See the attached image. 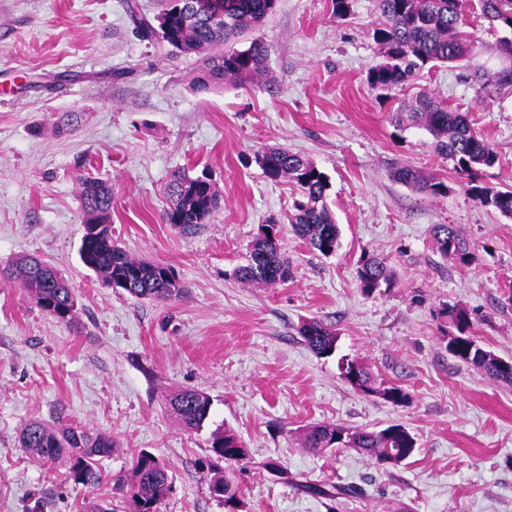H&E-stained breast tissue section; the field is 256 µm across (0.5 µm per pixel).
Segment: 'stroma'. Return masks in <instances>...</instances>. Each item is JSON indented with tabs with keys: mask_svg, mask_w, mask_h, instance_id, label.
<instances>
[{
	"mask_svg": "<svg viewBox=\"0 0 512 512\" xmlns=\"http://www.w3.org/2000/svg\"><path fill=\"white\" fill-rule=\"evenodd\" d=\"M168 2L0 0V512H78L85 495L63 464L23 453L19 431L32 419L111 435L96 493L116 505L118 479L145 450L173 482L159 512H226L207 465L212 432L230 428L249 453L226 470L242 512H512V384L451 355L455 328L440 314L466 309L479 345L512 359V218L473 201L424 130L391 120L420 92L467 113L498 157L484 181L512 186V84L480 81L512 71L501 31L467 11L476 55L380 98L366 83L382 60L376 0H350L342 19L331 0H279L246 34L269 47L267 83L199 92L200 58L143 41L131 20L154 18ZM271 146L326 175L341 231L334 255L314 254L288 228L293 185L255 162ZM403 165L447 193L396 181ZM183 167L208 169L221 197L206 223L188 229L164 221L165 185ZM83 175L112 186L113 240L171 266L179 297H132L81 263ZM271 217L284 226L290 277L243 283L236 271ZM436 224L463 228L472 262L437 252ZM373 255L393 285L367 295L357 272ZM21 256L61 271L78 325L46 316L11 279ZM308 319L335 329L333 356L304 344L298 328ZM342 358L402 387L408 402L356 390L340 375ZM181 388L210 400L201 429H182L167 408L168 392ZM319 423L401 424L418 448L399 466L352 448L316 452L303 436ZM272 462L285 474L271 472ZM310 484L345 493L314 495Z\"/></svg>",
	"mask_w": 512,
	"mask_h": 512,
	"instance_id": "1",
	"label": "stroma"
}]
</instances>
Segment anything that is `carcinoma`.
Segmentation results:
<instances>
[{"mask_svg":"<svg viewBox=\"0 0 512 512\" xmlns=\"http://www.w3.org/2000/svg\"><path fill=\"white\" fill-rule=\"evenodd\" d=\"M278 0H179L159 15L163 22L154 25L143 17H134L139 36L150 43L168 46L202 60L196 83L202 89L219 88L231 81L251 87L267 75L269 47L255 39L246 48L230 42L259 25L272 13ZM381 23L374 39L383 49V60L370 67L368 87L381 95L409 84L426 65L437 66L460 61L473 55L476 40L463 30L468 0H378ZM481 13L490 27L512 32V0H480ZM398 125L426 130L435 148L454 164V169L469 177L466 191L483 207L512 217V188L497 189L477 181V172L491 168L497 154L491 143L471 127L465 115L453 112L432 97L421 94L392 116ZM256 163L271 180L288 178L296 187L292 213L288 216L292 231L309 249L329 257L339 247L340 228L325 198L328 182L309 160L280 147L258 153ZM393 177L413 190L440 195L448 190L441 181L426 178L409 167H398ZM171 205L165 222L191 228L204 224L219 208V195L206 171L182 168L172 174L167 186ZM80 209L85 234L79 248L81 262L107 285L124 284L125 291L138 299L165 302L181 292L174 270L163 264L136 259L112 241V186L95 177L80 180ZM281 228L272 220L259 227L252 243L248 264L240 267L237 278L248 284H274L288 279V262L282 258ZM435 249L445 258L467 265L472 260L471 246L455 224L434 226ZM13 274L28 290L47 316L66 324L79 322L73 310L76 299L59 270L35 258L20 257ZM361 290L370 295L391 283L385 262L367 258L358 270ZM441 314L456 327L458 334L448 337V351L460 361L471 364L490 376L512 383V367L493 352L475 344L467 334L470 314L456 307H444ZM298 333L306 345L320 357L336 349V332L317 320L304 321ZM355 372L350 385L366 394L379 393L393 405H403L409 393L399 386L380 389L367 367L355 360H342ZM167 404L179 425L186 431L200 429L210 413V401L198 390L169 392ZM214 455L228 465L248 458L241 437L226 428L211 435ZM20 448L32 459L43 463L66 462L67 480L89 491L79 512H116L112 502L91 494L102 482L99 461L112 453V437L103 432H88L76 427L53 428L37 420L24 424ZM307 448H354L380 462L389 452L405 462L417 450L418 441L405 426L392 424L379 431L348 429L333 423L310 427L304 435ZM211 494L239 509L242 501L224 468L210 467ZM125 512H158L159 505L172 492V480L166 465L154 454L140 451L134 456L127 480Z\"/></svg>","mask_w":512,"mask_h":512,"instance_id":"cac0c4a2","label":"carcinoma"}]
</instances>
